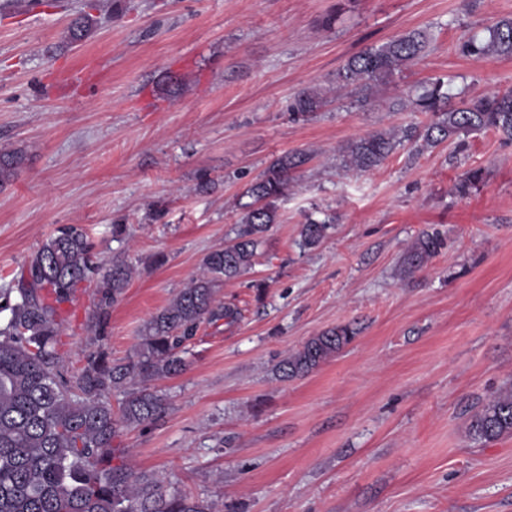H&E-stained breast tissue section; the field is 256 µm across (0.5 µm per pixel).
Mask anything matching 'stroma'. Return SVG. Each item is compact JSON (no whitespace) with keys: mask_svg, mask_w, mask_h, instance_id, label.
<instances>
[{"mask_svg":"<svg viewBox=\"0 0 512 512\" xmlns=\"http://www.w3.org/2000/svg\"><path fill=\"white\" fill-rule=\"evenodd\" d=\"M90 2L0 0V151L24 155L0 186V274L65 224L87 229L98 261L133 270L101 333L86 329L91 288L64 305L69 372L100 345L131 353L228 239L247 184L283 153L311 156L256 260L264 290L221 288L238 318L200 325L187 370L155 384L164 417L116 440L121 462L214 512H512V436L467 429L512 379V143L488 132L405 147L361 174L338 167L347 141L419 122L388 106L428 78L512 91V57L456 49L512 19V0H119L70 43V15ZM414 29L429 53L370 106L348 95L307 120L289 112L299 91L334 87L352 55ZM472 167L484 183L457 196ZM327 214V238L302 250L305 219ZM433 229L444 247L405 273ZM341 325L356 335L340 353L280 376Z\"/></svg>","mask_w":512,"mask_h":512,"instance_id":"stroma-1","label":"stroma"}]
</instances>
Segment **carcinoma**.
I'll use <instances>...</instances> for the list:
<instances>
[{"instance_id": "cac0c4a2", "label": "carcinoma", "mask_w": 512, "mask_h": 512, "mask_svg": "<svg viewBox=\"0 0 512 512\" xmlns=\"http://www.w3.org/2000/svg\"><path fill=\"white\" fill-rule=\"evenodd\" d=\"M428 48L424 30L368 47L336 73V88L357 95L356 105L364 106L372 89L390 83ZM458 51L474 61L512 57V19H501L484 35L463 41ZM326 101L320 90L307 88L294 96L290 110L305 119ZM397 105L429 114L431 121L347 142L340 152L343 168L360 174L406 144L421 152L471 133L493 132L512 142V93L454 96L444 81L430 78ZM22 160L15 150L0 152L1 185L15 178ZM309 160L305 152L284 153L250 182L242 193L248 201L238 202L241 216L233 236L206 255L201 277L146 322L140 342L124 359H111L100 345L85 354L79 371L70 373L56 351L62 333L59 307L71 300L78 284L95 288L98 302L87 328L97 329L131 279L122 263L106 269L94 261L82 226L58 227L23 265L19 280L0 288V314H5L0 322V512H212L203 500L167 491L150 473L113 463V443L124 430L150 424L166 412V398L151 383L186 369L185 343L200 324L236 318L237 310L218 301L216 290L252 270L266 234L278 223V202L288 195L293 174ZM483 179V169L471 168L458 179L455 193L464 197ZM334 220L329 215L307 218L301 247H318ZM443 246L439 232H422L405 256L407 269L421 268ZM354 335L344 325L314 336L281 362L279 372L304 376ZM115 392L123 395L116 409L110 402ZM468 432L479 440L512 435L511 382L472 417Z\"/></svg>"}]
</instances>
